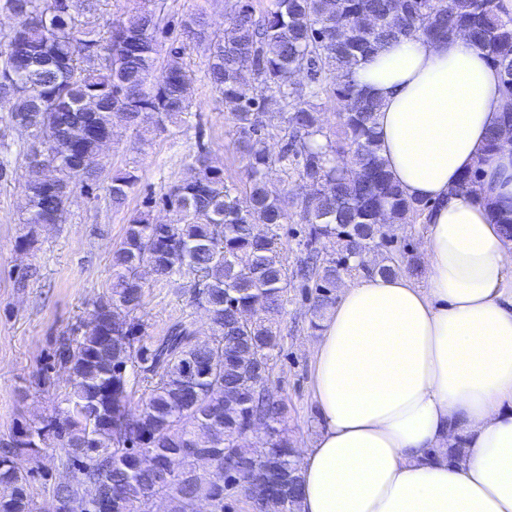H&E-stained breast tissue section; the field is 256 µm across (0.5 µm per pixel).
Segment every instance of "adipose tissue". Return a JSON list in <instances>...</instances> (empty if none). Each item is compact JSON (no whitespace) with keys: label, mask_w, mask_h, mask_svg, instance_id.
Here are the masks:
<instances>
[{"label":"adipose tissue","mask_w":512,"mask_h":512,"mask_svg":"<svg viewBox=\"0 0 512 512\" xmlns=\"http://www.w3.org/2000/svg\"><path fill=\"white\" fill-rule=\"evenodd\" d=\"M351 79L381 104L389 172L430 205L427 272L361 275L320 320L298 512H512V238L492 217L512 146L486 151L500 73L467 37L407 36Z\"/></svg>","instance_id":"ef3b65f1"}]
</instances>
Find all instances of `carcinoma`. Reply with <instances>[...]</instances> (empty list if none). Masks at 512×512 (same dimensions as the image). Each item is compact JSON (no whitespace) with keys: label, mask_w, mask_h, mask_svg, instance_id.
<instances>
[{"label":"carcinoma","mask_w":512,"mask_h":512,"mask_svg":"<svg viewBox=\"0 0 512 512\" xmlns=\"http://www.w3.org/2000/svg\"><path fill=\"white\" fill-rule=\"evenodd\" d=\"M45 2L0 0V14L15 21L0 44V102L26 147L21 223L35 227L65 212L76 191L91 195L105 179L112 201L125 199L135 174L107 176L102 167L93 175L76 158L99 154L118 122L140 135L181 121L192 107L184 57L193 45L207 53L211 85L231 111L246 181L231 188L201 150L189 175L161 197L179 222L159 223L149 210L130 216L112 249L110 295L96 303L103 331L66 337L56 348L69 391L46 424L18 420L0 442V512H39L32 472L13 465L21 448L36 459L44 448L63 449L60 464L76 470L75 479L51 495L92 507L107 501L109 512H151L155 495L166 498L167 512H196L202 501L224 512V492L238 488L252 512H297L300 460L287 407L262 387L281 346L288 289L314 284L316 328L347 272L418 274L404 250L373 268L361 257L392 243L394 225L430 209L405 197L386 169L379 103L350 76L401 36L443 40L464 30L499 70L504 94L512 93V0H271L260 13L251 0H235L221 37L198 15L182 21L189 42L173 40L163 66L159 0H140L100 27L89 21L92 0H52L50 11ZM29 82L46 99L23 92ZM324 95L340 104L332 133L316 106ZM40 146L59 154L52 187L32 160ZM274 167L305 188L299 220L307 228L292 266L278 234L290 214L283 189L268 179ZM143 266L158 278L190 280L189 305L207 312L208 336L180 320L145 345L136 316ZM133 382L144 384L138 398ZM257 420L266 425L260 451L242 444Z\"/></svg>","instance_id":"1"}]
</instances>
